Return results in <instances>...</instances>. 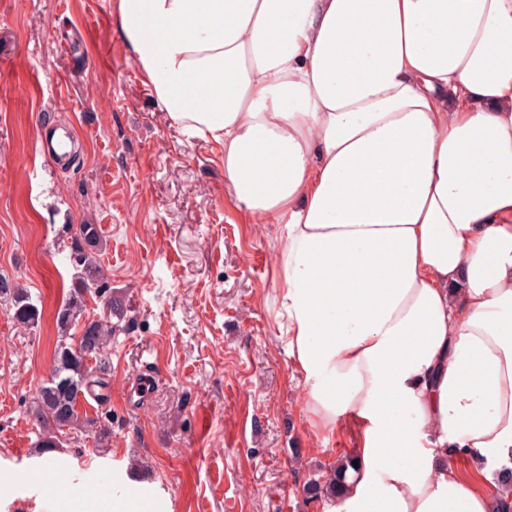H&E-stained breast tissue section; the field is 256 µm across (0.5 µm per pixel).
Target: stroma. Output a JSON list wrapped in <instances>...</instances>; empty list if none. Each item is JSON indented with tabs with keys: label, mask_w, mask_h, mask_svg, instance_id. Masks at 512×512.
<instances>
[{
	"label": "stroma",
	"mask_w": 512,
	"mask_h": 512,
	"mask_svg": "<svg viewBox=\"0 0 512 512\" xmlns=\"http://www.w3.org/2000/svg\"><path fill=\"white\" fill-rule=\"evenodd\" d=\"M115 0H0V272L41 316L0 308V512H94L110 490L43 482L129 470L165 512H328L304 487L357 444L354 426L310 427L280 317V228L224 191V153L186 141L145 84ZM73 130L75 161L41 150L44 123ZM66 224H94L122 317L112 342L108 437L63 433L40 453L30 415L51 373L55 314L73 285ZM210 423L199 432L197 413Z\"/></svg>",
	"instance_id": "obj_1"
}]
</instances>
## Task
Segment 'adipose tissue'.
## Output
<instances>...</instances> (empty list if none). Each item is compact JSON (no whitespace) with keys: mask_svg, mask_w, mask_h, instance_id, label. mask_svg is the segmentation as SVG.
<instances>
[{"mask_svg":"<svg viewBox=\"0 0 512 512\" xmlns=\"http://www.w3.org/2000/svg\"><path fill=\"white\" fill-rule=\"evenodd\" d=\"M224 187L280 224L307 420L356 428L331 512H494L512 457V0H117ZM461 466H462L463 470L467 473L477 472L484 479V481L486 479H490L491 481H495V482H498L500 474L503 472L504 468L512 469V463H511L510 459L508 461L502 463L498 468L487 470L484 473H480V470L484 467V465L480 464L479 462L474 461L471 458L463 460L461 462ZM508 469H504L505 470L504 478L506 480L502 484V491L506 495V497H508L510 495V498L512 499V484H511L512 470L510 469V471H509Z\"/></svg>","mask_w":512,"mask_h":512,"instance_id":"adipose-tissue-1","label":"adipose tissue"}]
</instances>
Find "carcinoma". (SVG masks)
I'll return each instance as SVG.
<instances>
[{
    "label": "carcinoma",
    "mask_w": 512,
    "mask_h": 512,
    "mask_svg": "<svg viewBox=\"0 0 512 512\" xmlns=\"http://www.w3.org/2000/svg\"><path fill=\"white\" fill-rule=\"evenodd\" d=\"M64 232L72 234L74 247L70 258L78 259L79 267L73 275V290L56 313L57 340L50 379L41 387L31 410L40 426L38 447L44 453L59 447L61 432L95 428L99 424L97 419L81 415L77 402L86 393L99 400L105 399L103 391L109 386L110 350L116 332L112 317L102 315L81 335L71 333L84 313L87 294L104 295V305L109 307L112 306V296L106 295L108 282L104 280L93 252L99 239L97 225L67 224ZM0 304L13 310L12 318L24 327L38 322L40 311L32 302L30 292L1 274ZM107 433L108 430L101 427L98 436L102 439ZM345 469L344 465L336 468L323 485L315 481L310 483L308 493L313 498L335 494L342 485Z\"/></svg>",
    "instance_id": "carcinoma-1"
}]
</instances>
